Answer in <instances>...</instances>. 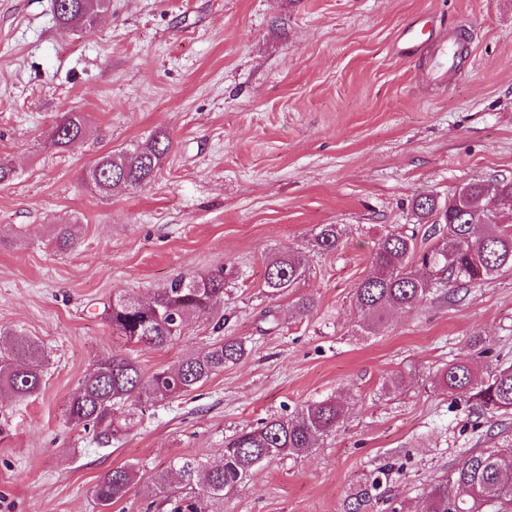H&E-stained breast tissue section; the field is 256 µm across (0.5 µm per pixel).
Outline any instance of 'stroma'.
<instances>
[{"mask_svg":"<svg viewBox=\"0 0 512 512\" xmlns=\"http://www.w3.org/2000/svg\"><path fill=\"white\" fill-rule=\"evenodd\" d=\"M52 2L0 0V160L15 170L0 183V332L50 356L37 396L0 399V512H99L112 468L149 479L180 457L211 464L236 430L330 396L345 407L335 432L259 466L224 512H350L364 489L363 512H420L465 450L494 444L436 374L476 335L512 361V274L366 332L354 291L388 231L433 244L416 196L512 179V0H112L97 26L68 32ZM415 25L427 38L401 54ZM459 39L465 56L433 79L436 45ZM72 111L88 134L50 148ZM159 130L170 148L156 178L101 200L92 163ZM58 224L76 227L63 252ZM322 224L340 225L336 251L314 248ZM288 250L308 272L274 299L266 262ZM216 269L223 305L172 346L126 345L101 315ZM302 296L315 302L304 314ZM219 320L246 342L237 363L145 412L117 408L127 428L110 447L67 422L102 355L148 375L207 349Z\"/></svg>","mask_w":512,"mask_h":512,"instance_id":"obj_1","label":"stroma"}]
</instances>
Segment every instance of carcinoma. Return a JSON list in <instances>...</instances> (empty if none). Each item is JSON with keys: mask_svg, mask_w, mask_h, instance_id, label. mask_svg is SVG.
<instances>
[{"mask_svg": "<svg viewBox=\"0 0 512 512\" xmlns=\"http://www.w3.org/2000/svg\"><path fill=\"white\" fill-rule=\"evenodd\" d=\"M102 11L100 0H56V24L63 31L91 26ZM80 112L65 113L54 127L48 145L66 150L88 132ZM169 149L164 133L151 141L119 153L101 156L88 173L93 191L103 198L150 183ZM512 199V179H492L466 185L442 201L420 195L412 202L419 224H429L438 235L427 250H417L415 235L391 230L375 245L373 273L354 293L360 328L385 322L398 309L416 307L432 290L446 289L451 299L461 288L512 273V225L499 224L489 216V202ZM340 230L322 224L314 247L330 252L338 247ZM305 273L299 252L273 255L266 265L265 288L270 297L286 294ZM224 270L189 279L179 277L153 293L150 299L120 296L104 304L102 315L112 332L129 345L147 344L164 349L178 341L189 320L198 312L224 300ZM0 348V397L24 399L37 395L46 374L47 356L27 336L12 333ZM248 349L238 338H220L201 353L182 358L174 367L145 375L128 355L107 353L85 376L65 408L67 420L93 431L96 442L107 447L122 431L116 422L117 406L130 403L145 407L184 395L211 375L244 357ZM438 386L471 403L477 416L491 420L512 411V364H499L479 374L468 354L448 362L437 376ZM344 406L334 397L311 401L292 416H271L258 426L243 428L229 437L222 459L211 466L181 458L170 473L142 480L134 465L116 467L97 483L94 496L102 512L123 499L136 485L150 499L148 508L171 506V512H198L196 502L171 501L169 479L174 477L197 498L223 512L224 497L234 493L260 464L288 454L301 456L315 447L319 437L336 429ZM422 512H512V434L499 436L492 448L474 450L461 458L444 479L422 492Z\"/></svg>", "mask_w": 512, "mask_h": 512, "instance_id": "obj_1", "label": "carcinoma"}]
</instances>
